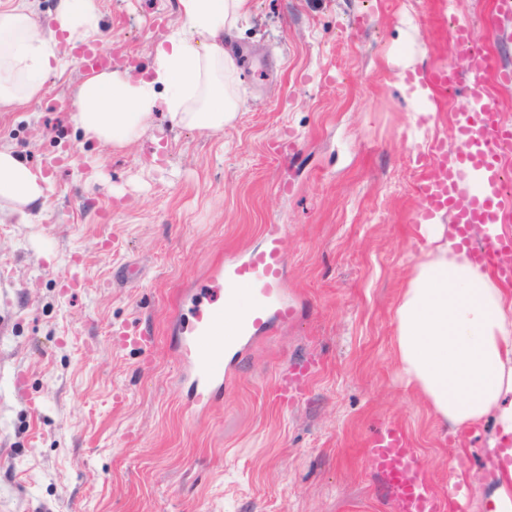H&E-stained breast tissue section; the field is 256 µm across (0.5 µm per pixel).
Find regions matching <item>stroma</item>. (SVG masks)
<instances>
[{"mask_svg": "<svg viewBox=\"0 0 512 512\" xmlns=\"http://www.w3.org/2000/svg\"><path fill=\"white\" fill-rule=\"evenodd\" d=\"M494 0L451 15L512 69ZM103 53L147 71L176 0H96ZM438 0H250L230 40L239 110L218 132L164 113L110 148L72 121L80 72L0 112V146L50 176L37 223H0V512H391L360 446L400 422L439 495L489 512L501 465L482 421L444 429L396 365L395 309L422 243L416 156L450 142L426 76ZM275 232L294 321L225 358L197 409L177 329L218 261ZM155 338L151 352L115 329ZM305 395L275 381L306 357Z\"/></svg>", "mask_w": 512, "mask_h": 512, "instance_id": "obj_1", "label": "stroma"}]
</instances>
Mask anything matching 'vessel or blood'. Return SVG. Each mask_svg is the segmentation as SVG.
Wrapping results in <instances>:
<instances>
[{"label":"vessel or blood","mask_w":512,"mask_h":512,"mask_svg":"<svg viewBox=\"0 0 512 512\" xmlns=\"http://www.w3.org/2000/svg\"><path fill=\"white\" fill-rule=\"evenodd\" d=\"M426 35L451 56L429 72L433 89L446 96L462 85L470 101L465 106L453 99L448 102L457 148L436 142L423 155L433 162L435 173L418 187L424 201L418 220L427 223L438 214H447L449 223L467 240L474 229H481L475 264L511 283L512 237L498 233L497 227L512 222V194L504 189L501 160L503 144L512 143V128L501 124L497 106L484 90L490 63L476 50L467 23L433 26ZM78 62L86 75L115 64L112 56L90 47L80 50ZM284 265L281 242L270 235L262 250L234 256L210 272L206 295L193 305L181 340V356L190 369L197 406L207 407L215 389L227 382L226 352L245 348L257 329L294 318L296 310L283 286ZM228 303L235 306L229 324L224 321ZM315 367L311 361L290 369L275 389L277 402L285 405L302 395ZM362 446L384 483L391 512H445L446 505L433 490L423 460L402 424L380 423Z\"/></svg>","instance_id":"vessel-or-blood-1"}]
</instances>
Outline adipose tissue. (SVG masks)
Here are the masks:
<instances>
[{
    "mask_svg": "<svg viewBox=\"0 0 512 512\" xmlns=\"http://www.w3.org/2000/svg\"><path fill=\"white\" fill-rule=\"evenodd\" d=\"M180 24L154 53L151 73L89 77L72 115L87 138L107 147L138 139L156 112L172 126L223 130L238 112L237 63L224 36L249 14V0H177ZM94 0H58L39 20L35 0H0V112L41 96L46 77L76 47L101 34ZM51 191L41 171L0 148V214L37 219ZM421 256L395 311L398 369L436 418L457 430L490 420L512 435V290L480 270L452 225L423 224Z\"/></svg>",
    "mask_w": 512,
    "mask_h": 512,
    "instance_id": "adipose-tissue-1",
    "label": "adipose tissue"
}]
</instances>
